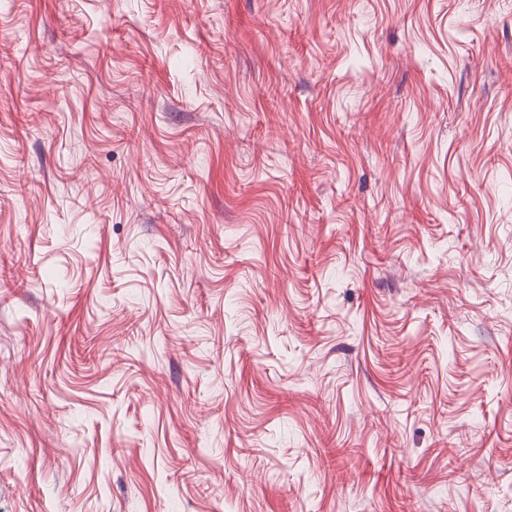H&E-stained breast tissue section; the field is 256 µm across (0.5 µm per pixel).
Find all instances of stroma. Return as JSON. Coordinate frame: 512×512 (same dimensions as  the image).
Masks as SVG:
<instances>
[{
  "instance_id": "1",
  "label": "stroma",
  "mask_w": 512,
  "mask_h": 512,
  "mask_svg": "<svg viewBox=\"0 0 512 512\" xmlns=\"http://www.w3.org/2000/svg\"><path fill=\"white\" fill-rule=\"evenodd\" d=\"M0 512H512V0H0Z\"/></svg>"
}]
</instances>
